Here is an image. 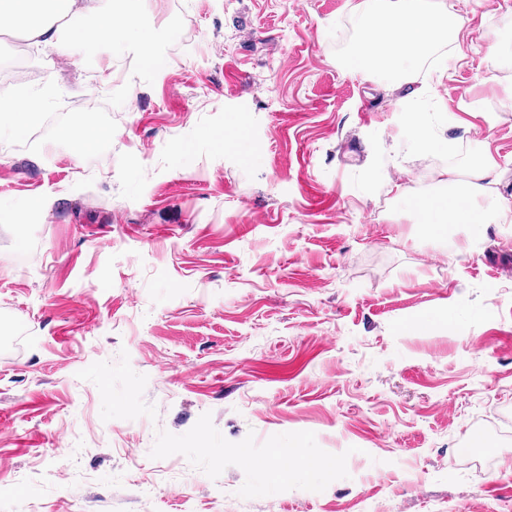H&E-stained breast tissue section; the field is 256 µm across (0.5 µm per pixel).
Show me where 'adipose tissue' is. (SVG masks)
Listing matches in <instances>:
<instances>
[{
  "mask_svg": "<svg viewBox=\"0 0 512 512\" xmlns=\"http://www.w3.org/2000/svg\"><path fill=\"white\" fill-rule=\"evenodd\" d=\"M77 0H0V24L20 31L36 48L77 47L86 41L87 30L109 43L117 35L112 14L98 15L93 28L77 25L61 34L53 19L75 12ZM353 18L360 41L349 65L374 75L383 85L398 84L436 46L456 34L461 17L455 8L431 9L428 0H358ZM497 167L492 154H484L467 174L453 168L442 171L447 193L424 197L400 189V197L418 213L428 231L447 237L449 228L483 224H512V203L490 189Z\"/></svg>",
  "mask_w": 512,
  "mask_h": 512,
  "instance_id": "ef3b65f1",
  "label": "adipose tissue"
}]
</instances>
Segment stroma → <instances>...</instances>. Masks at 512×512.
<instances>
[{
    "instance_id": "1",
    "label": "stroma",
    "mask_w": 512,
    "mask_h": 512,
    "mask_svg": "<svg viewBox=\"0 0 512 512\" xmlns=\"http://www.w3.org/2000/svg\"><path fill=\"white\" fill-rule=\"evenodd\" d=\"M356 2L144 0L159 70L30 49L0 512H512V224L443 240L397 198L488 147L512 201V0H457L396 91L346 64ZM409 143L421 150L431 148L436 144L437 139L430 131L427 123L423 121L419 115H413L410 118ZM63 137H71L82 148H93L102 137L96 125L91 123H82L77 127L67 128L62 131Z\"/></svg>"
}]
</instances>
